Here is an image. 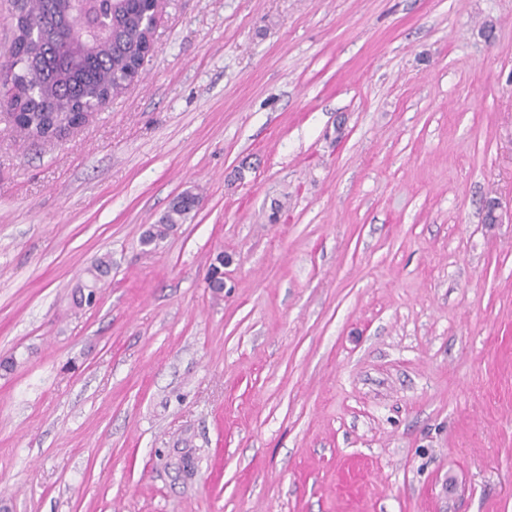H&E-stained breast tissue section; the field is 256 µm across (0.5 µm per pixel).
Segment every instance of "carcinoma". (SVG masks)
<instances>
[{
	"instance_id": "cac0c4a2",
	"label": "carcinoma",
	"mask_w": 512,
	"mask_h": 512,
	"mask_svg": "<svg viewBox=\"0 0 512 512\" xmlns=\"http://www.w3.org/2000/svg\"><path fill=\"white\" fill-rule=\"evenodd\" d=\"M160 7L161 0H93L83 18L72 0H25L17 20L20 34L0 64V82L13 86L10 122L19 137L26 141L52 127L71 126L97 99L122 93L129 85L130 62L142 50L141 14ZM83 20L93 35L75 48L72 31ZM198 203L197 195L184 194L150 226L142 244L150 247L177 231ZM222 268L220 253L207 272L208 287L216 291L224 288ZM111 269L107 256L88 270V279L75 290L78 303L92 302Z\"/></svg>"
}]
</instances>
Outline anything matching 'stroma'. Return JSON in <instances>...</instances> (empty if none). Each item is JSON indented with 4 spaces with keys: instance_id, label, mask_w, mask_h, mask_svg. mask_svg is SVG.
<instances>
[{
    "instance_id": "35a3bbf8",
    "label": "stroma",
    "mask_w": 512,
    "mask_h": 512,
    "mask_svg": "<svg viewBox=\"0 0 512 512\" xmlns=\"http://www.w3.org/2000/svg\"><path fill=\"white\" fill-rule=\"evenodd\" d=\"M493 198L512 0H164L83 127L0 114V512H512ZM198 203L197 195L184 194L170 206L159 224L150 226L142 239V244L146 247L156 245L158 241L177 231L179 226L186 221L188 215L198 206ZM111 269L112 259L107 256L100 258L96 264L88 270V279L86 282L79 284L74 292L76 301H78L80 305H82L83 302L89 304L92 302L99 289L98 284L109 275ZM85 290L87 294H85ZM77 295H79V298H77Z\"/></svg>"
}]
</instances>
